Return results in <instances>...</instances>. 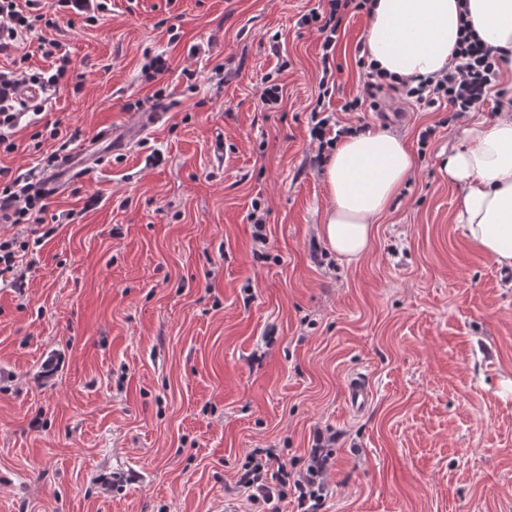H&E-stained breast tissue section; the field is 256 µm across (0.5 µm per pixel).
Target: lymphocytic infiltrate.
Masks as SVG:
<instances>
[{
    "label": "lymphocytic infiltrate",
    "mask_w": 512,
    "mask_h": 512,
    "mask_svg": "<svg viewBox=\"0 0 512 512\" xmlns=\"http://www.w3.org/2000/svg\"><path fill=\"white\" fill-rule=\"evenodd\" d=\"M369 0H328L325 10H311L301 17V24H316L323 37V71H330V56L336 46L337 32L346 14L366 10ZM54 17H46L41 0H0V55L12 58L13 63L0 68V152L14 153L15 133L33 125L34 119L18 92L27 86L45 90H59L68 81L70 59L53 40H42L39 48L45 58L51 59L49 70L32 73L22 62L14 60L13 52L23 37L37 26H56L59 18L84 12L104 15L106 0H54ZM358 60L365 75L359 94L344 104L346 111L354 112L362 106L371 111L381 109L385 98L410 100L433 110L446 109L455 115L476 111L486 100L489 91L499 79V61L472 31H465L458 46L459 62L439 75L410 83L396 81L368 64L365 44H358ZM43 136L55 140L57 148L43 157L40 166L14 175L0 168V223L9 225L13 233L0 236V277L10 278L17 290L27 285L26 274L19 265V253L31 243L42 242L51 235L46 214L52 189L43 183L45 171L54 169L61 159L69 157L77 134L62 135L59 126L44 128ZM336 433L317 431L314 444L301 466L288 468L273 448H255L246 456L236 482L238 491L244 492L250 503L274 505L287 496H294L296 512H321L330 491L328 474L334 463L332 446Z\"/></svg>",
    "instance_id": "lymphocytic-infiltrate-1"
}]
</instances>
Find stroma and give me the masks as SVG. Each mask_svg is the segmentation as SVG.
<instances>
[{"label": "stroma", "mask_w": 512, "mask_h": 512, "mask_svg": "<svg viewBox=\"0 0 512 512\" xmlns=\"http://www.w3.org/2000/svg\"><path fill=\"white\" fill-rule=\"evenodd\" d=\"M320 5L111 0L96 24L21 42L32 71L49 66L40 39L68 53L83 90L61 87L41 120L80 130L77 148L100 160L51 198L72 221L30 246L25 291L0 282V512H213L228 498L250 512L226 493L246 455L300 461L325 427L337 440L324 512H512V267L456 224L463 189L446 171L467 124L497 119L498 97L459 119L401 100L381 118L343 111L368 17L347 18L323 98L321 40L299 24ZM152 55L170 65L154 80ZM269 75L276 112L259 100ZM160 88L156 124L96 144L102 129H134L126 104ZM317 106L340 126L390 128L416 153L355 261L318 232ZM16 142L0 156L15 174L52 149L28 129ZM355 372L373 398L352 416Z\"/></svg>", "instance_id": "obj_1"}]
</instances>
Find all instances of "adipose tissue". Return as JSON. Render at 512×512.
Returning a JSON list of instances; mask_svg holds the SVG:
<instances>
[{"label": "adipose tissue", "instance_id": "ef3b65f1", "mask_svg": "<svg viewBox=\"0 0 512 512\" xmlns=\"http://www.w3.org/2000/svg\"><path fill=\"white\" fill-rule=\"evenodd\" d=\"M500 50V80L512 87V0H374L365 43L370 59L403 78L447 70L464 30ZM407 143L386 128L342 138L323 170L329 205L319 227L342 259L362 257L371 224L385 212L414 170ZM448 179L464 193L457 222L479 249L512 266V102L498 119L475 122L449 155Z\"/></svg>", "mask_w": 512, "mask_h": 512}]
</instances>
